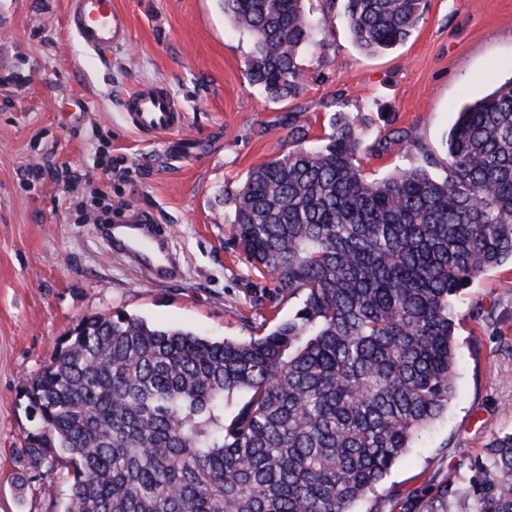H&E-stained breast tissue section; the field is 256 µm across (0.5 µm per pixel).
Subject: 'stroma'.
Masks as SVG:
<instances>
[{
  "mask_svg": "<svg viewBox=\"0 0 512 512\" xmlns=\"http://www.w3.org/2000/svg\"><path fill=\"white\" fill-rule=\"evenodd\" d=\"M127 20L108 57L68 26L70 0H0V512H62L71 483L59 468L21 454L35 429L25 387L59 341L91 315L123 311L158 327L245 340L300 307L245 259L225 191L291 145L292 122L306 147L321 145L335 110L368 124L359 158L366 176L428 165L445 177L444 143L462 107L512 78V0H427L407 42L369 55L325 0H305L315 41L304 55L297 98L274 101L245 75L249 33L225 18L219 0H112ZM25 77L15 85V77ZM165 84L185 124L170 137H144L123 117L141 83ZM410 128L421 150L390 138ZM71 166L75 187L33 178L31 166ZM112 171L107 201L121 221L147 215L180 263L155 275L117 246L99 211L97 180ZM459 359L456 395L374 492L352 512H392L389 494L447 475L461 453L480 452L512 431V266L485 271L454 299ZM488 311L479 324L474 307Z\"/></svg>",
  "mask_w": 512,
  "mask_h": 512,
  "instance_id": "35a3bbf8",
  "label": "stroma"
}]
</instances>
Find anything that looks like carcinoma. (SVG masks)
Instances as JSON below:
<instances>
[{
  "label": "carcinoma",
  "mask_w": 512,
  "mask_h": 512,
  "mask_svg": "<svg viewBox=\"0 0 512 512\" xmlns=\"http://www.w3.org/2000/svg\"><path fill=\"white\" fill-rule=\"evenodd\" d=\"M250 32L246 78L295 98L304 0H222ZM426 0H343L356 45L412 35ZM367 118L336 112L225 192L247 261L303 297L262 336L213 340L117 312L81 319L26 387L24 452L71 477L64 512H351L455 394L453 298L512 260V78L465 105L444 178L367 179ZM243 393L224 415V397ZM431 476L403 512H512V433Z\"/></svg>",
  "instance_id": "1"
}]
</instances>
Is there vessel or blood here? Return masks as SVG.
I'll list each match as a JSON object with an SVG mask.
<instances>
[{
    "label": "vessel or blood",
    "instance_id": "obj_1",
    "mask_svg": "<svg viewBox=\"0 0 512 512\" xmlns=\"http://www.w3.org/2000/svg\"><path fill=\"white\" fill-rule=\"evenodd\" d=\"M68 24L80 41L90 50L105 55L111 52L125 31L124 17L113 10L112 0H71ZM126 121L136 133L150 137L173 134L184 126L185 116L180 103L161 83L139 85L124 100ZM141 262L164 252L165 241L151 225L139 227Z\"/></svg>",
    "mask_w": 512,
    "mask_h": 512
}]
</instances>
